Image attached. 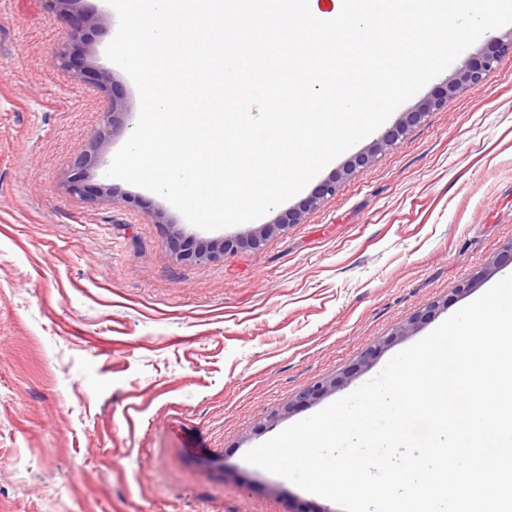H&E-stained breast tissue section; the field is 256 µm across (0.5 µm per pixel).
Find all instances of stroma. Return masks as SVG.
Wrapping results in <instances>:
<instances>
[{
  "instance_id": "35a3bbf8",
  "label": "stroma",
  "mask_w": 512,
  "mask_h": 512,
  "mask_svg": "<svg viewBox=\"0 0 512 512\" xmlns=\"http://www.w3.org/2000/svg\"><path fill=\"white\" fill-rule=\"evenodd\" d=\"M81 6L105 22L77 39L45 0H0V512H343L244 456L512 274L510 263L483 273L512 242V53L343 176L455 70L431 80L263 216L304 211L261 250L190 259L186 242L261 222L204 231L106 177L139 99L105 55L118 28L107 0ZM116 99L126 113L104 128ZM100 136L81 170L87 193L73 194L77 160ZM331 179L335 195L308 207ZM432 303L435 316L396 336Z\"/></svg>"
}]
</instances>
